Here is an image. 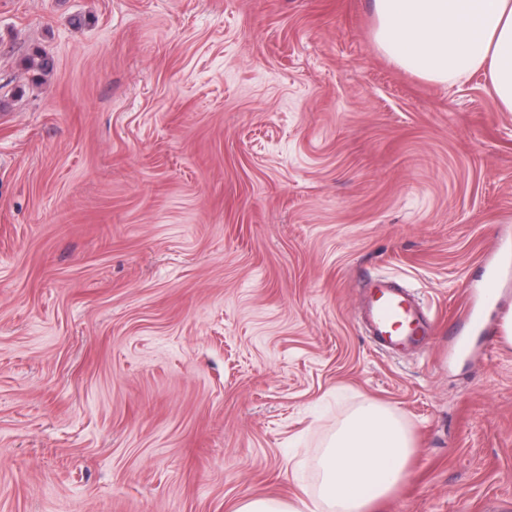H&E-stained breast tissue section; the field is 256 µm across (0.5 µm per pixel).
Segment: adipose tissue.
<instances>
[{"label": "adipose tissue", "instance_id": "obj_1", "mask_svg": "<svg viewBox=\"0 0 512 512\" xmlns=\"http://www.w3.org/2000/svg\"><path fill=\"white\" fill-rule=\"evenodd\" d=\"M373 37L398 68L447 84L482 74L512 112V0H371ZM411 435L390 408L367 402L340 421L318 460L323 512H369L408 476Z\"/></svg>", "mask_w": 512, "mask_h": 512}]
</instances>
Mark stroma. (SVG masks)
Returning a JSON list of instances; mask_svg holds the SVG:
<instances>
[{
	"label": "stroma",
	"mask_w": 512,
	"mask_h": 512,
	"mask_svg": "<svg viewBox=\"0 0 512 512\" xmlns=\"http://www.w3.org/2000/svg\"><path fill=\"white\" fill-rule=\"evenodd\" d=\"M372 28L370 0H0V512L311 501L367 401L414 441L375 512H512V277L451 347L512 237V112ZM365 273L432 305L421 350H374Z\"/></svg>",
	"instance_id": "1"
}]
</instances>
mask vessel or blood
<instances>
[{"label": "vessel or blood", "mask_w": 512, "mask_h": 512, "mask_svg": "<svg viewBox=\"0 0 512 512\" xmlns=\"http://www.w3.org/2000/svg\"><path fill=\"white\" fill-rule=\"evenodd\" d=\"M368 289L361 318L379 352L389 356L402 352L432 330L430 310L406 282L378 277L369 280Z\"/></svg>", "instance_id": "obj_1"}]
</instances>
